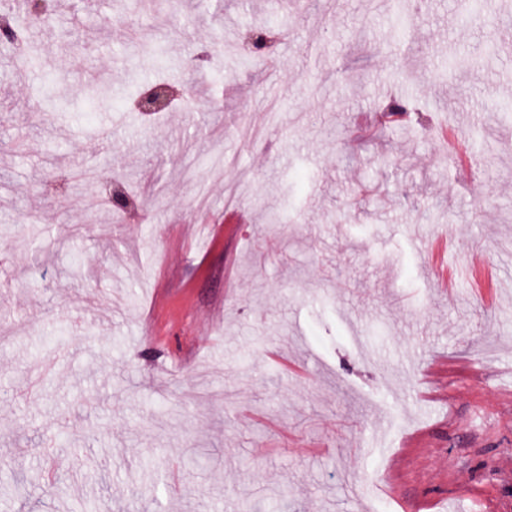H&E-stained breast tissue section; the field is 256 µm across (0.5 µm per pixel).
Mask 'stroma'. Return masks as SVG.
I'll return each mask as SVG.
<instances>
[{
  "instance_id": "35a3bbf8",
  "label": "stroma",
  "mask_w": 512,
  "mask_h": 512,
  "mask_svg": "<svg viewBox=\"0 0 512 512\" xmlns=\"http://www.w3.org/2000/svg\"><path fill=\"white\" fill-rule=\"evenodd\" d=\"M127 2L0 53V512H512V0ZM146 43L192 100L136 109Z\"/></svg>"
}]
</instances>
